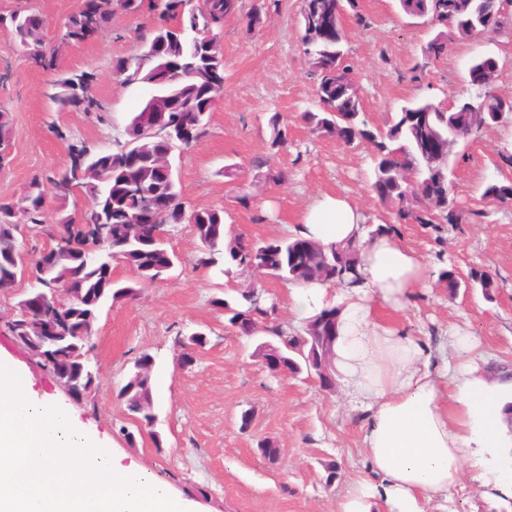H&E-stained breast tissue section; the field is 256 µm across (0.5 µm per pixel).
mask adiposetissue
I'll list each match as a JSON object with an SVG mask.
<instances>
[{
	"label": "adipose tissue",
	"instance_id": "adipose-tissue-1",
	"mask_svg": "<svg viewBox=\"0 0 512 512\" xmlns=\"http://www.w3.org/2000/svg\"><path fill=\"white\" fill-rule=\"evenodd\" d=\"M295 235L325 245L360 244V280L330 293L311 281L288 288V305L305 321L327 303L338 309L334 375L352 395L363 431L365 476L337 512H425L447 500L464 471L512 499V378L490 377L467 335L425 341L385 321L423 288V255L390 234L368 237L361 212L340 196L316 198ZM453 361H445L446 351Z\"/></svg>",
	"mask_w": 512,
	"mask_h": 512
}]
</instances>
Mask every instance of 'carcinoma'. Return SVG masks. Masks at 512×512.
I'll list each match as a JSON object with an SVG mask.
<instances>
[{"instance_id": "1", "label": "carcinoma", "mask_w": 512, "mask_h": 512, "mask_svg": "<svg viewBox=\"0 0 512 512\" xmlns=\"http://www.w3.org/2000/svg\"><path fill=\"white\" fill-rule=\"evenodd\" d=\"M408 16L429 10L439 31L424 48L426 57L448 49V43L494 31L503 23L504 0H399ZM356 9V0H304L302 44L310 75L316 83L321 111H305L300 118L314 134L336 136L346 143L365 141L374 148L373 191L393 208L395 222L385 221L369 231L373 237L397 232L399 224H461L464 216L449 196L448 147L459 138L477 137L499 123L505 99L490 88L493 65L487 58L469 69V83L482 90L476 99H459L444 109L429 101L404 106L384 129L372 128L363 118L361 101L342 65L343 5ZM155 12L160 24L145 41L135 61L118 58L112 71L125 84H144L154 90L126 128L133 141L112 152L96 151L82 141L68 145L64 165L47 176L56 197L64 201L75 191L85 193L89 207L81 221L60 215L58 228L48 232L59 258L46 262L42 253L31 258V273L47 288V295L30 293L19 302V313L5 324L9 336H45L49 329L61 338L60 355L37 359L49 375L62 382L75 381L77 400L88 397L96 380L89 375L88 354L92 350L89 325L96 321L103 299L114 302L137 297L145 285L154 282L174 266V253L166 247L165 226L177 223L184 205L173 174L160 169L159 158L175 147L187 148L206 132L208 115L224 83V55L219 44L224 20L238 10V0H207L201 9L191 0H86L65 25L60 43L87 39L106 26L117 13ZM172 19L176 24L170 25ZM10 25L14 45L27 50L28 60L43 70L57 72L49 97L59 109L91 112L99 109L92 95L95 74L58 72L57 53L46 49L43 20L37 14L14 12L0 16V25ZM483 106L475 116L472 103ZM483 197L497 204L512 203V182L488 185ZM45 205L41 178L30 181L18 200L0 199V291H11L19 269L14 254L19 249L15 227L21 223L40 224ZM193 230L203 247L199 263H216L215 255L226 251L239 271L286 284L322 281L353 285L359 280V249L354 245L336 247L296 237L284 240H253L233 236L224 241V211L214 208L193 210ZM119 261L133 272L122 284L112 278V262ZM471 285L492 299L495 284L490 275L473 270ZM67 288L72 299L60 310L52 301V289ZM212 304L224 311L230 324L239 323L247 335L252 319L267 316L262 295L251 285L230 302L216 298ZM338 311L324 308L310 320L303 334L290 336L279 326L268 329L275 335L274 347L281 350L284 372L316 377L323 348L336 339ZM205 336L195 333L181 347L180 361H195L191 345L201 346ZM152 355L144 352L135 360L136 372L119 391L128 411L147 405L141 421L152 425L150 368Z\"/></svg>"}]
</instances>
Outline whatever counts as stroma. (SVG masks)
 <instances>
[{
	"mask_svg": "<svg viewBox=\"0 0 512 512\" xmlns=\"http://www.w3.org/2000/svg\"><path fill=\"white\" fill-rule=\"evenodd\" d=\"M83 0H0V15L19 10L44 21L48 46ZM304 0H239L221 33L224 86L209 115L207 133L187 149L173 152V171L186 208L224 211L235 234L252 239L291 237L299 215L319 195L347 197L366 223L389 219L371 187L373 150L369 144L344 143L313 134L301 120L318 110L316 85L309 74L300 24ZM259 15L260 24L249 18ZM365 24H358L357 16ZM508 22L495 32L453 41L447 52L423 62L422 50L437 29L408 18L399 0H358L357 13L341 19L344 62L362 99L370 126H384L390 115L411 101L448 107L472 94L468 71L482 57L497 67L492 90L512 98V8ZM149 13L119 14L96 37L60 46L59 65L67 71L97 75L94 112H61L48 97L52 76L13 51V36L0 28V111L12 119L11 152L0 161V199L22 196L33 176L67 160L65 142H86L98 151L116 150L125 128L150 96L142 84L124 85L112 76V62L134 59L154 29ZM424 64L420 78L412 70ZM279 115L288 143L271 145L269 119ZM512 152V118L479 137L458 139L451 147L449 190L469 221L434 229L402 224L397 236L419 251L431 275L455 269L487 272L496 284L493 301L480 290L433 285L421 290L397 319L418 336L454 328L469 335L490 371L512 367V204L483 199L487 183L512 182V167L501 152ZM266 159L255 168L256 159ZM284 173L273 182V173ZM47 206L42 225H24L19 236L26 252L51 243L46 234L59 213L80 215L83 194L58 202L44 184ZM166 240L177 260L163 279L147 285L135 299L107 303L94 325L90 353L98 387L84 400H73L34 359L16 345L4 324L15 318L17 303L39 283L17 276L14 288L0 292V354L25 371L34 394L50 399L98 436L123 463H133L164 481L174 498L191 503L193 512H336L339 500L365 469L362 433L351 395L343 386L326 391L303 375L270 373L255 357L266 333L241 336L227 326L215 298H238L252 283L226 258L204 266L201 245L191 225L171 224ZM201 332L206 344L194 365L179 361L176 336ZM154 358L150 383L155 419L137 428L119 398L141 353ZM252 423L242 428L241 415ZM135 433L127 443L123 432ZM278 448L269 462L259 444ZM447 512H512V501L485 495L471 475L448 496Z\"/></svg>",
	"mask_w": 512,
	"mask_h": 512,
	"instance_id": "obj_1",
	"label": "stroma"
}]
</instances>
